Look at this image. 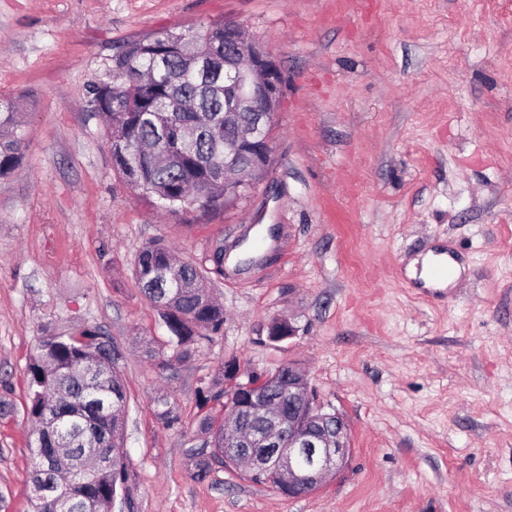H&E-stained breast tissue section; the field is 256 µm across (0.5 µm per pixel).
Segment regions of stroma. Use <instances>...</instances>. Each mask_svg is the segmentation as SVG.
<instances>
[{
  "instance_id": "1",
  "label": "stroma",
  "mask_w": 512,
  "mask_h": 512,
  "mask_svg": "<svg viewBox=\"0 0 512 512\" xmlns=\"http://www.w3.org/2000/svg\"><path fill=\"white\" fill-rule=\"evenodd\" d=\"M238 24L285 85L249 195L170 214L112 164L91 92L127 43ZM25 160L0 178V512H31L27 366L42 328L102 327L127 389L118 512H512V0H0V98ZM212 265L224 326L159 371L169 332L134 260ZM452 253L446 287L411 262ZM294 319L272 342L268 324ZM294 363L352 454L294 499L232 467L193 476L225 359ZM178 423L163 425L155 398Z\"/></svg>"
}]
</instances>
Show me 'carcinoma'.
Segmentation results:
<instances>
[{
	"mask_svg": "<svg viewBox=\"0 0 512 512\" xmlns=\"http://www.w3.org/2000/svg\"><path fill=\"white\" fill-rule=\"evenodd\" d=\"M207 48L192 40V34L164 29L128 44L112 57V76L94 89V97L105 104L109 118V141L123 140L126 156H113V167L125 185L138 197L163 210L176 214L187 208L185 197L205 210H218L231 204L234 193H224V184L214 182L213 167L224 163V84H216L197 73L193 55ZM169 54L167 66L152 71L155 56ZM195 124L197 139L185 150L179 142V130ZM167 133L172 160L155 163L141 154L140 147L152 145L158 130ZM25 138L22 121L14 102H0V177H7L24 161ZM169 265L173 273L166 281L155 277L154 268ZM134 274L142 292L157 308L170 336L167 344L173 356L187 362L202 339L218 334L224 325V310L214 303L208 283L224 275V250L215 256L212 268L191 263H177L169 247L153 241L143 246L134 260ZM98 357L101 387L112 404V416L102 417L93 403L85 399L83 367ZM121 358L112 339L98 326L83 327L75 332L45 327L38 337L37 355L27 368L29 403L27 419L37 426L50 420L41 441L45 455H51L71 438L78 443L85 438L97 441L111 461L110 466L91 478L65 470L53 475L35 468L29 481H71L81 504L91 512H106L109 501L125 484L123 426L127 401L124 383L115 365ZM288 368L279 367L260 386L262 394L278 400L288 412V392L283 378ZM203 403L218 402L231 393L224 388V370L200 389ZM157 417L170 426L178 422L175 406L166 399L157 400ZM199 430L207 436L211 451L186 449L194 465V477L205 479L213 465L237 466V459L224 455L232 435L224 419L204 416Z\"/></svg>",
	"mask_w": 512,
	"mask_h": 512,
	"instance_id": "cac0c4a2",
	"label": "carcinoma"
}]
</instances>
